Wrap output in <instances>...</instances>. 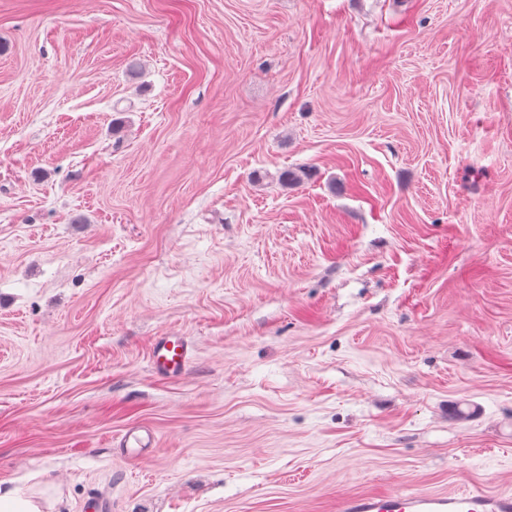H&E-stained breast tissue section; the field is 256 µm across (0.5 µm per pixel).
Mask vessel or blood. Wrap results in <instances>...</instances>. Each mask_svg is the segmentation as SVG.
<instances>
[{
	"label": "vessel or blood",
	"instance_id": "1",
	"mask_svg": "<svg viewBox=\"0 0 512 512\" xmlns=\"http://www.w3.org/2000/svg\"><path fill=\"white\" fill-rule=\"evenodd\" d=\"M150 362L165 378L182 376L191 362V346L182 336H160L153 343ZM128 457H138L144 449L155 447L153 432L146 427L128 428L116 440ZM339 512H512V492L475 488L465 492L399 491L343 499Z\"/></svg>",
	"mask_w": 512,
	"mask_h": 512
}]
</instances>
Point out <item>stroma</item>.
I'll return each mask as SVG.
<instances>
[{"label": "stroma", "instance_id": "obj_1", "mask_svg": "<svg viewBox=\"0 0 512 512\" xmlns=\"http://www.w3.org/2000/svg\"><path fill=\"white\" fill-rule=\"evenodd\" d=\"M0 484L512 490V0H0ZM150 362L164 378L182 376L191 362V346L184 336H158L152 347ZM115 442L116 448H125L126 455L130 458H136L144 448H154L156 445L154 433L142 426L128 428Z\"/></svg>", "mask_w": 512, "mask_h": 512}]
</instances>
